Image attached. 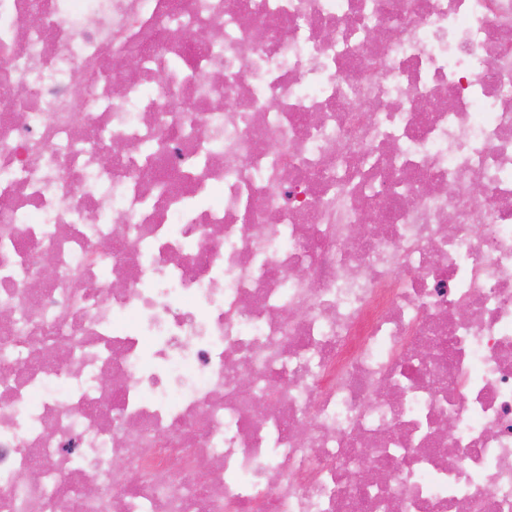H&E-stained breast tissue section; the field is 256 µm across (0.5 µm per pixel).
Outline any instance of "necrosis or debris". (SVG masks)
<instances>
[{"mask_svg":"<svg viewBox=\"0 0 512 512\" xmlns=\"http://www.w3.org/2000/svg\"><path fill=\"white\" fill-rule=\"evenodd\" d=\"M0 309V512H512V0H0Z\"/></svg>","mask_w":512,"mask_h":512,"instance_id":"4bbe7bcc","label":"necrosis or debris"}]
</instances>
